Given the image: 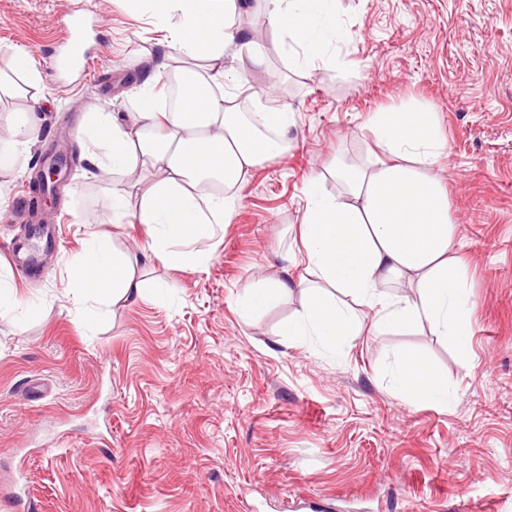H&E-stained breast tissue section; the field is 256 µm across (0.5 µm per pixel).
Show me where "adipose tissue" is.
Instances as JSON below:
<instances>
[{
  "instance_id": "1",
  "label": "adipose tissue",
  "mask_w": 512,
  "mask_h": 512,
  "mask_svg": "<svg viewBox=\"0 0 512 512\" xmlns=\"http://www.w3.org/2000/svg\"><path fill=\"white\" fill-rule=\"evenodd\" d=\"M147 6L164 31L161 57L146 58L135 90L137 108L121 114L108 108L87 113L80 142L99 174H152L160 178L132 204L126 190L113 189L114 220L137 209L145 245L139 252L115 247L110 237L91 234L72 261L69 290L75 303H131L147 285L137 269L152 256L197 269L209 257L191 245L214 238L232 217L234 201L200 190L214 178L238 184L263 160L285 155L295 114L266 107L251 114L230 107L234 94L252 91L251 80L266 64L262 48L231 23L247 0H128ZM271 27L289 40L295 67L326 60L344 32L336 22L335 0H264ZM202 59L173 68L175 56ZM179 80V104L162 111L156 86L169 73ZM40 95L15 114L13 149H0V171L14 169L20 152L36 139ZM370 131L383 157L372 166H335L343 192L331 195L322 177L312 178L300 223V253L307 275L292 280L281 272L245 289L241 309L250 317L301 296L303 314L282 333L289 342L317 344L336 353L361 335L363 311L378 330L423 327L451 340L461 357L471 355L475 303L463 267L454 255L456 226L448 193L434 170L441 138L435 113L416 106L374 113ZM391 384L400 401L450 408L455 392L447 376L412 354L397 356Z\"/></svg>"
}]
</instances>
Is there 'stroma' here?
Returning <instances> with one entry per match:
<instances>
[{
  "label": "stroma",
  "instance_id": "35a3bbf8",
  "mask_svg": "<svg viewBox=\"0 0 512 512\" xmlns=\"http://www.w3.org/2000/svg\"><path fill=\"white\" fill-rule=\"evenodd\" d=\"M96 8L85 73L54 71L71 15ZM346 38L330 60L295 67L262 0L236 27L262 43L257 90L278 84L295 113L287 156L232 190L230 223L200 242L191 271L158 259L140 278L163 287L86 328L62 290L89 233L119 249L144 242L136 214L114 223L113 187L139 198L149 179H102L76 139L86 112L136 109L140 61L163 34L125 0H0V74L28 52L37 90L0 97V148L12 113L42 95L38 140L0 173V277L32 312H0V512L29 488L38 512H512V0H339ZM435 112L457 247L475 302L464 359L428 329L365 328L334 357L289 345L300 299L244 320L238 300L260 275L305 274L294 237L304 190L334 163L375 160L372 112ZM70 175L50 199L30 184L57 142ZM36 204L62 246L27 280L6 247ZM292 262H284L285 254ZM413 353L447 373L442 410L398 400L389 365Z\"/></svg>",
  "mask_w": 512,
  "mask_h": 512
}]
</instances>
